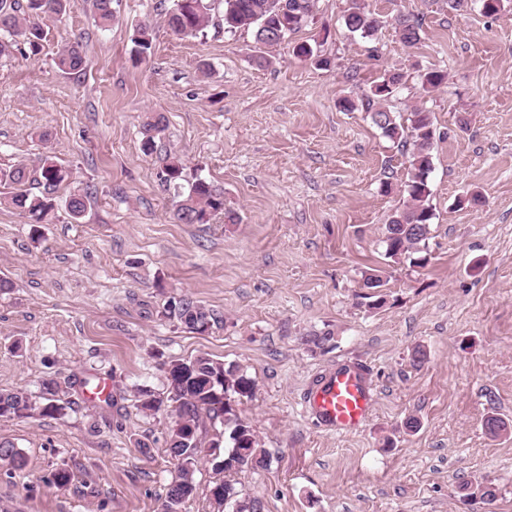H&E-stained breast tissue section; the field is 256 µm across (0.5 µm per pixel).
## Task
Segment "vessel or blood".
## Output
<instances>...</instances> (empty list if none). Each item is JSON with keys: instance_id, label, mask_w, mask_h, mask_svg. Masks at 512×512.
<instances>
[{"instance_id": "obj_1", "label": "vessel or blood", "mask_w": 512, "mask_h": 512, "mask_svg": "<svg viewBox=\"0 0 512 512\" xmlns=\"http://www.w3.org/2000/svg\"><path fill=\"white\" fill-rule=\"evenodd\" d=\"M309 404L317 419L333 429L351 430L360 425L370 408V397L361 370L345 365L322 378Z\"/></svg>"}]
</instances>
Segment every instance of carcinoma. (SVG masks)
Here are the masks:
<instances>
[{"label": "carcinoma", "mask_w": 512, "mask_h": 512, "mask_svg": "<svg viewBox=\"0 0 512 512\" xmlns=\"http://www.w3.org/2000/svg\"><path fill=\"white\" fill-rule=\"evenodd\" d=\"M97 25L107 28L112 24L114 9L112 0H90ZM316 0H176L174 8L165 12L167 27L180 36H205L209 27L215 26V5L222 6L224 32L235 33L241 29H250L259 48L275 49L286 42L288 37L299 31L313 16ZM350 5L344 15L347 30L364 39L373 38L383 21L381 16L367 9L365 0H349ZM75 5V0H0V57L10 54L11 49L20 54H37L49 34L48 21L61 18ZM392 25L400 41L412 47L420 40L422 19L412 14H399L393 18ZM132 42L137 58L145 60L152 55L153 38L149 28L141 26L134 32ZM55 65L62 71L79 72L87 68L88 61L83 46L78 41H69L61 46L54 59ZM447 75L439 70L429 69L421 75L424 92L430 93L442 86ZM404 84V74L400 70L385 69L372 82L366 95V109L372 123L381 130L383 136L401 146H413L409 159L404 192L407 200L397 208L385 225L383 243L385 255L398 260L401 257H413V262L426 265L428 257L426 241L434 218L429 204L431 190L429 176L433 169L432 149L436 131L432 113L421 107H415L407 117L399 118L389 109V104ZM163 130V117L153 116L145 124L149 135L143 139L144 153L154 150V134ZM70 173L52 158L43 160L35 175H30L27 167L18 164L8 170H0V183L13 187L14 192L0 196V205H9L25 212L31 223L44 224L54 214L52 194L66 182ZM184 178V166L178 157L170 158L163 171V179L174 186L180 185ZM34 182L43 187L38 194L26 189ZM69 217L79 221L86 211V196L74 193L66 203ZM222 215L235 222L236 215L224 208V191L211 182L197 178L188 191L182 194L174 212V219L181 224H208ZM165 316L176 321L193 332L199 326L209 330L214 322L213 314L189 296L180 298L174 307L165 308ZM170 364L183 371L170 384L171 402L170 420L167 426L168 451L171 457L183 461L178 474L168 485L166 497L175 506L182 499L193 495L195 485L193 472L199 456L203 453L201 433L204 428L203 416L212 419L224 418V432L241 434L251 438L247 461L236 466L232 463L222 469L224 479L215 483L211 493L221 489L238 495L230 476L244 468L258 466L265 461L264 450L259 448L251 427L240 419L234 408L226 405L223 399L239 400L253 396L255 382L246 372L232 365L206 355L193 359H174ZM61 385L55 380L42 384L40 407L43 414L58 413L63 406L58 404V392ZM161 398L148 389L138 393V407L144 412H158L163 404ZM35 410L28 393L20 390L0 392V418H20ZM192 425L193 435L185 439L176 431L177 421Z\"/></svg>", "instance_id": "carcinoma-1"}]
</instances>
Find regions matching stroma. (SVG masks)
Segmentation results:
<instances>
[{
	"label": "stroma",
	"mask_w": 512,
	"mask_h": 512,
	"mask_svg": "<svg viewBox=\"0 0 512 512\" xmlns=\"http://www.w3.org/2000/svg\"><path fill=\"white\" fill-rule=\"evenodd\" d=\"M367 2L386 18L422 17L420 41L405 46L389 25L352 35L347 0H317L291 39L330 66L285 46L261 66L250 31L177 36L157 0H115L102 29L78 0L38 55L0 64V168L50 155L71 172L51 223L0 207V278L12 284L0 292V391L65 385L61 413L0 418V442L25 459L0 461V512H161L177 473L168 416L140 411L136 393L167 396L165 362L198 355L255 381L234 408L267 462L233 476L255 512H512V433L484 428L491 415L512 424V7L488 18L478 0L458 11ZM144 24L153 54L140 61L132 35ZM65 38L81 41L83 73L55 67ZM387 68L406 75L392 111L422 106L436 127L423 267L381 246L410 156L361 104ZM429 68L448 82L427 94ZM345 97L357 109L344 111ZM153 114L165 130L148 156ZM173 156L188 179L223 189L235 222L174 220L178 192L161 180ZM474 191L479 206H458ZM74 193L88 197L77 224ZM375 267L386 304L372 310L361 293ZM184 294L214 313L206 333L165 317ZM325 331L332 340L315 347ZM344 365L362 370L372 396L350 432L323 427L307 404ZM102 380L108 398H92ZM479 481L496 500L463 503L459 485Z\"/></svg>",
	"instance_id": "stroma-1"
}]
</instances>
